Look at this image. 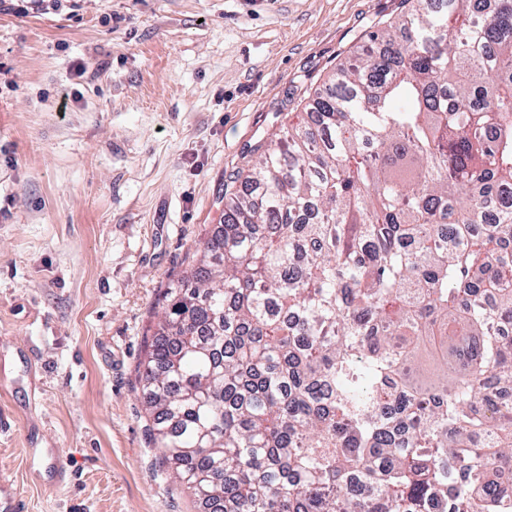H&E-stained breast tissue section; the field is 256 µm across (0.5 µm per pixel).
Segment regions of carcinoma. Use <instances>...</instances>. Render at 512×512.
<instances>
[{"label":"carcinoma","instance_id":"carcinoma-1","mask_svg":"<svg viewBox=\"0 0 512 512\" xmlns=\"http://www.w3.org/2000/svg\"><path fill=\"white\" fill-rule=\"evenodd\" d=\"M416 0L253 149L143 395L202 512H512V0Z\"/></svg>","mask_w":512,"mask_h":512}]
</instances>
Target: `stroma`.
I'll return each instance as SVG.
<instances>
[{
	"mask_svg": "<svg viewBox=\"0 0 512 512\" xmlns=\"http://www.w3.org/2000/svg\"><path fill=\"white\" fill-rule=\"evenodd\" d=\"M400 0H0V475L28 512H200L139 377L256 145ZM58 451L60 474L41 462Z\"/></svg>",
	"mask_w": 512,
	"mask_h": 512,
	"instance_id": "stroma-1",
	"label": "stroma"
}]
</instances>
